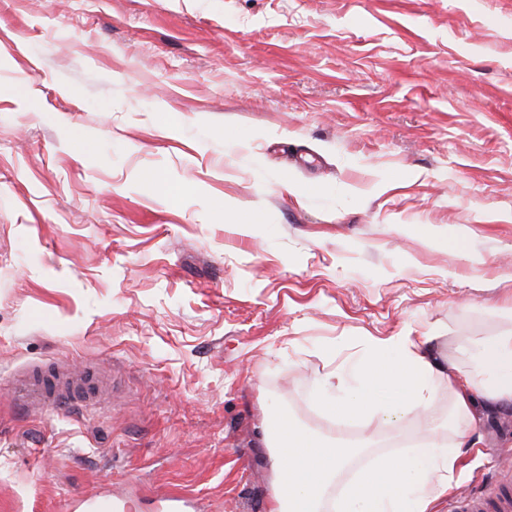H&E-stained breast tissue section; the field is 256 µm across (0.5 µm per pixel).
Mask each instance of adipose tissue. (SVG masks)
<instances>
[{"label":"adipose tissue","instance_id":"obj_1","mask_svg":"<svg viewBox=\"0 0 512 512\" xmlns=\"http://www.w3.org/2000/svg\"><path fill=\"white\" fill-rule=\"evenodd\" d=\"M437 330L368 342L361 354L319 382L321 407L337 421L356 420L368 437L330 440L297 426L283 410L263 422L266 441L281 426L271 457L270 512H321L323 496L350 462L373 448L375 431L414 429L408 452L391 454L345 483L336 512H432L453 489L459 462L481 441L476 408L512 405V331L452 336L440 350ZM448 392V420L434 403Z\"/></svg>","mask_w":512,"mask_h":512}]
</instances>
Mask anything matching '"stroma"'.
<instances>
[{
    "mask_svg": "<svg viewBox=\"0 0 512 512\" xmlns=\"http://www.w3.org/2000/svg\"><path fill=\"white\" fill-rule=\"evenodd\" d=\"M511 271L512 0H0V512H269L265 412L335 437L320 376L500 333ZM52 363L113 399L13 411ZM476 414L458 494L512 460ZM199 498L179 490L152 493L145 496L133 492L101 493L84 491L77 494L69 511L74 512H132L146 509L151 512H198Z\"/></svg>",
    "mask_w": 512,
    "mask_h": 512,
    "instance_id": "1",
    "label": "stroma"
}]
</instances>
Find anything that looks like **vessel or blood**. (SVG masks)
I'll return each mask as SVG.
<instances>
[{
	"mask_svg": "<svg viewBox=\"0 0 512 512\" xmlns=\"http://www.w3.org/2000/svg\"><path fill=\"white\" fill-rule=\"evenodd\" d=\"M103 388L99 380L85 372L56 368L46 374L34 368L16 375L12 384V403L23 411L54 407L67 414L76 409L88 411L98 405ZM494 489L464 499H450L448 512H512V470L493 473ZM71 512H198L197 497L170 489L142 495L133 492L77 494Z\"/></svg>",
	"mask_w": 512,
	"mask_h": 512,
	"instance_id": "vessel-or-blood-1",
	"label": "vessel or blood"
}]
</instances>
